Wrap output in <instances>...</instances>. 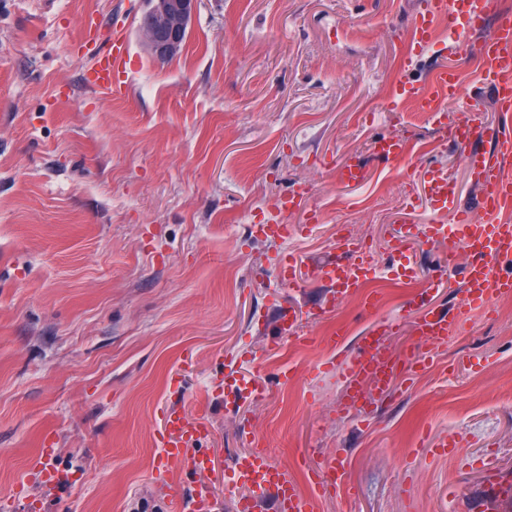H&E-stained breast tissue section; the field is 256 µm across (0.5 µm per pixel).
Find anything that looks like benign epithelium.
<instances>
[{
  "label": "benign epithelium",
  "mask_w": 512,
  "mask_h": 512,
  "mask_svg": "<svg viewBox=\"0 0 512 512\" xmlns=\"http://www.w3.org/2000/svg\"><path fill=\"white\" fill-rule=\"evenodd\" d=\"M198 0H148L150 8L142 16L140 28L145 43L159 61L176 57L183 35Z\"/></svg>",
  "instance_id": "obj_1"
}]
</instances>
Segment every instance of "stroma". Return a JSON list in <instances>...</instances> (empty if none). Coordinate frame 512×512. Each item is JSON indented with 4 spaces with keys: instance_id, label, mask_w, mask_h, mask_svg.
<instances>
[{
    "instance_id": "35a3bbf8",
    "label": "stroma",
    "mask_w": 512,
    "mask_h": 512,
    "mask_svg": "<svg viewBox=\"0 0 512 512\" xmlns=\"http://www.w3.org/2000/svg\"><path fill=\"white\" fill-rule=\"evenodd\" d=\"M422 0H199L180 55L162 63L139 32L147 0H0V512H171L192 483L153 476L170 374L183 375L189 416L205 418L216 512H236L225 475L237 454L268 449L302 493L308 467L336 458L349 489L316 512H476L490 494L482 463L512 480V296L475 314L411 387L337 414L345 386L313 375L356 354L372 319L358 299L304 325L305 342L275 339L269 305L305 312L319 286H279L278 255L299 265L335 254L342 236L367 239L379 316L401 318L386 340L411 346L406 300L445 253L413 247L418 276L396 280L390 251L405 223L427 224L424 165L478 189L461 151L392 92L426 81L432 53L407 64L405 38ZM98 21L81 40L85 15ZM130 38L129 90L87 86L97 48ZM381 134L404 137L399 162L373 160ZM365 158L361 185L336 184L345 159ZM312 187L319 223H289L285 241L253 224L293 186ZM342 324L339 350L320 344ZM265 387L226 409L224 357ZM291 369L287 382L277 375ZM52 464L74 472L67 491L36 484L13 495L45 432ZM457 436V455L430 451Z\"/></svg>"
}]
</instances>
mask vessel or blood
I'll use <instances>...</instances> for the list:
<instances>
[{
    "label": "vessel or blood",
    "instance_id": "1",
    "mask_svg": "<svg viewBox=\"0 0 512 512\" xmlns=\"http://www.w3.org/2000/svg\"><path fill=\"white\" fill-rule=\"evenodd\" d=\"M442 16L448 19V35L456 55L477 53V82L492 97L502 121L496 126L486 124L472 95L462 90L459 66L438 64L429 86L424 88L407 82L397 84V100L413 103L418 111L424 112L441 140L463 151L479 197L475 207L464 206L454 180L446 172L432 167L424 170V196L432 210L447 215L448 220L405 225L400 239L393 244L398 259L395 274L407 281L415 278L416 268L408 245L433 247L444 243L448 251L440 264L431 269L426 288L406 302L417 316L412 323L414 345L402 359H394L381 346L383 339L395 335L400 328L399 320L384 318L369 336L363 337L355 356L340 364L332 360L323 364V371L336 373L344 380L346 401L341 411L345 414L356 409L371 391L392 394L396 383H411L432 367L439 346L460 334L475 313H489L499 299L512 295V272L507 269L512 263V12L503 10L498 0H424L411 25L412 52L431 46L434 23ZM129 58L130 47L125 37L113 36L97 58L89 78L90 87L114 97L123 95ZM447 101L462 107L461 119L448 120L443 107ZM373 152L378 157L399 161L407 155V144L399 136L380 137L373 142ZM367 176L365 166L353 157L336 170L338 182L346 186L361 184ZM310 195V188L301 185L280 197L264 223L254 225V234L268 240L288 239L297 227L286 223L285 218L299 211L306 223H318L317 211L308 205ZM338 249L336 258L308 267V281L323 284L325 297L303 316L293 307H278V336L300 340L303 321L328 319L344 301L357 295L362 298V309L371 313L378 310V297L365 291L367 283L376 276L368 246L345 236ZM458 266L464 271L461 298L450 313L434 305L432 295L445 283L448 270ZM221 387L225 403L234 407L257 401L265 391L254 378L239 373L231 361L226 364ZM210 434L211 428L204 419L190 417L178 406H166L157 437L160 456L156 480L170 488L177 485L182 472H191L197 478L188 501L173 499L175 512H214L215 504L206 482L214 460L197 446L201 438ZM52 455L48 446L39 448L29 479L53 489L71 487L68 470L51 465ZM485 471L490 475L494 494L483 503V512H500L505 503L512 501V483L496 475L493 466H486ZM307 477L314 483L316 495L338 494L346 489L343 472L332 465L308 469ZM229 482L240 491L236 512H256L258 501L268 496L272 497L276 512H315V496L301 493L293 476L271 461L267 449L250 448L238 455Z\"/></svg>",
    "mask_w": 512,
    "mask_h": 512
}]
</instances>
